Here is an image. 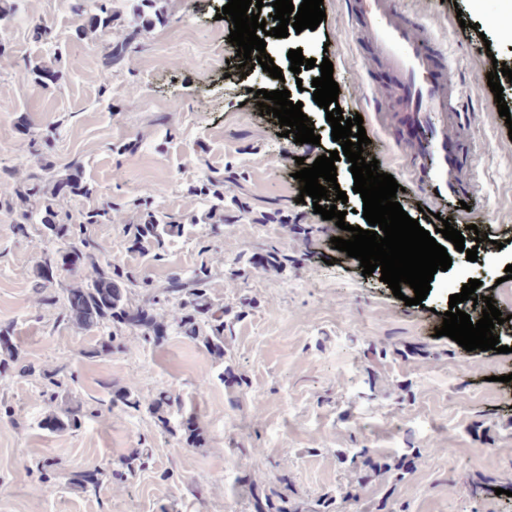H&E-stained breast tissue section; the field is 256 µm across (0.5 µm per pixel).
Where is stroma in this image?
I'll return each mask as SVG.
<instances>
[{"label":"stroma","instance_id":"35a3bbf8","mask_svg":"<svg viewBox=\"0 0 512 512\" xmlns=\"http://www.w3.org/2000/svg\"><path fill=\"white\" fill-rule=\"evenodd\" d=\"M74 2L16 0L12 22L0 26V189L26 183L40 157L60 170L81 161L91 192L62 197L59 207L74 213L118 203L110 223L90 228L112 264L163 280L189 276L204 261L213 270L212 298L230 309L249 299L226 357L248 385L226 388L209 356L174 334L158 345L132 338L109 355L86 359L97 332L56 323V308L34 292L45 242L36 230L19 233L0 211V323L12 324L25 360L49 369L70 361L77 380L65 397L75 404L108 401L117 387L144 400L167 389L194 412L204 435L202 445L189 448L146 411L118 408L85 418L77 431L52 433L39 427L52 408L40 381L0 377V397L14 412L0 415V512H159L164 503L178 512H249L238 477L261 488L284 473L306 503L338 493L348 480L341 457L355 448L384 456L413 449L415 467L399 481L373 480L360 502H337L338 512L365 505L382 512H512V498L475 499L468 491L469 481L482 477L512 478V296L496 284L512 264V145L500 138L506 124L496 100L477 87L487 54L512 68V37L494 25L498 14L512 12V0H456L466 22L457 37L446 0H400L448 38L472 111L464 137L478 159V221L492 228L489 240H465L467 248L477 247V261L451 251V267L435 274L420 306L404 303L413 289L399 299L379 276L363 274L334 248L336 232L312 202L297 200L296 157L311 163L337 144L313 100L319 68L290 72L288 51L318 60L332 54L339 104L356 112L368 106L344 0H327L316 30L269 43L291 101L302 102L320 137L307 149L286 142L252 110L253 91L275 84L262 67L229 77L223 58L183 51L188 36L200 47L229 50L218 18L225 0H162L167 22L146 34L142 50L112 63L108 47L125 29L96 42L77 38ZM55 55L58 84H34L28 61ZM230 164L238 178L227 189L223 223L213 224L192 188ZM149 210L173 217L184 232L141 253L125 227ZM266 244L288 256L285 271L250 268ZM235 270L240 278H232ZM472 279L481 282L476 296L492 298L506 317L499 340L507 353L469 352L435 334L450 295ZM375 348L387 356L378 360L370 388L361 373L363 353ZM204 375L210 383L201 390ZM144 445L152 465L127 483L103 484L95 495L64 478L45 492L29 470L42 457L68 471L108 468Z\"/></svg>","mask_w":512,"mask_h":512}]
</instances>
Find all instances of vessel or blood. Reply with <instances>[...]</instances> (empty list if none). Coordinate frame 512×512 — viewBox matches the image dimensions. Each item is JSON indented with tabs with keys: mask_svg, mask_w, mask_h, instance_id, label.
Returning a JSON list of instances; mask_svg holds the SVG:
<instances>
[{
	"mask_svg": "<svg viewBox=\"0 0 512 512\" xmlns=\"http://www.w3.org/2000/svg\"><path fill=\"white\" fill-rule=\"evenodd\" d=\"M358 32L356 63L370 111L363 126L365 159L381 158L390 138L403 160L398 184L453 227L474 224L479 187L462 138L466 88L448 49L421 16L399 0H346Z\"/></svg>",
	"mask_w": 512,
	"mask_h": 512,
	"instance_id": "obj_1",
	"label": "vessel or blood"
}]
</instances>
